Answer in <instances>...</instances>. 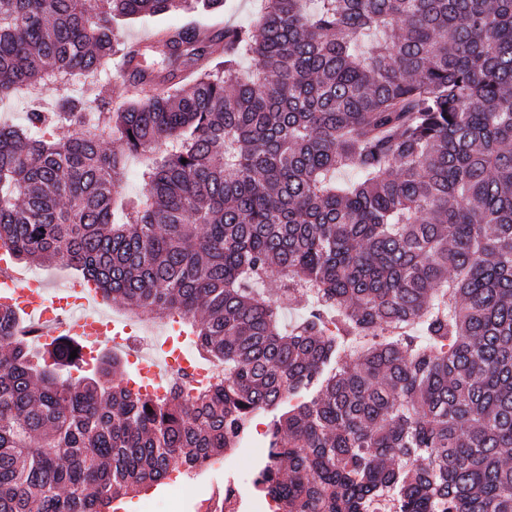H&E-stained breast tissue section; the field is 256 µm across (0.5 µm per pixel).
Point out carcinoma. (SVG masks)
I'll list each match as a JSON object with an SVG mask.
<instances>
[{
    "mask_svg": "<svg viewBox=\"0 0 512 512\" xmlns=\"http://www.w3.org/2000/svg\"><path fill=\"white\" fill-rule=\"evenodd\" d=\"M223 12L0 0V100L26 103L0 125V248L179 315L224 365L192 396L129 387L108 353L63 379L76 344L0 306V512H109L258 412L278 512H512V0H259L249 25L120 31ZM115 60L160 89L112 106ZM269 279L310 297L298 324ZM170 17L161 19L138 20L125 25L122 28V35L126 39L145 37L156 31L157 27L168 24Z\"/></svg>",
    "mask_w": 512,
    "mask_h": 512,
    "instance_id": "carcinoma-1",
    "label": "carcinoma"
}]
</instances>
